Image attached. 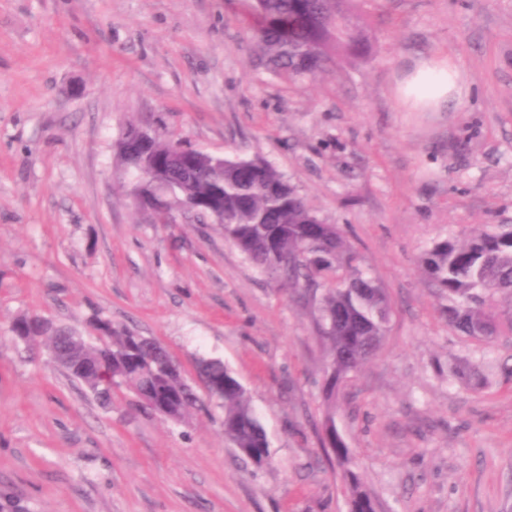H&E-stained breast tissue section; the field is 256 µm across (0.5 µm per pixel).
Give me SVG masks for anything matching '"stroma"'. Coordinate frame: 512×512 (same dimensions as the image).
<instances>
[{
    "label": "stroma",
    "mask_w": 512,
    "mask_h": 512,
    "mask_svg": "<svg viewBox=\"0 0 512 512\" xmlns=\"http://www.w3.org/2000/svg\"><path fill=\"white\" fill-rule=\"evenodd\" d=\"M366 52L295 80L259 67L237 0H0V507L5 512H348L333 416L382 512H512V334L449 326L434 241L512 225V0H352ZM448 62L462 106L398 89ZM282 172L386 294L382 350L329 373L317 311L213 220L158 223L118 156L129 125ZM39 313L154 338L198 384L222 360L270 440L258 468L223 412L180 423L122 388L102 407L10 337ZM486 359L482 385L449 367Z\"/></svg>",
    "instance_id": "1"
}]
</instances>
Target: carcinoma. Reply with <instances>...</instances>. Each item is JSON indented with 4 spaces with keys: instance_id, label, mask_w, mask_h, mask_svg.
I'll list each match as a JSON object with an SVG mask.
<instances>
[{
    "instance_id": "1",
    "label": "carcinoma",
    "mask_w": 512,
    "mask_h": 512,
    "mask_svg": "<svg viewBox=\"0 0 512 512\" xmlns=\"http://www.w3.org/2000/svg\"><path fill=\"white\" fill-rule=\"evenodd\" d=\"M346 0H245L252 38L260 58L279 75H314L333 63L335 51L354 47L360 34L349 24ZM127 171L139 175L142 158L124 140L117 144ZM153 180L139 204L145 208L164 197L190 196L200 202L217 198L211 210L224 216V230L238 250L261 271L290 288L315 298L317 329L326 347L331 373L326 391L333 395L348 373L375 357L382 347L389 304L383 290L358 264V254L335 224H327L309 208L288 179L270 164L245 158L203 155L188 148L177 151L167 140L149 145ZM291 263L274 268L275 256ZM434 286L448 297V323L464 334L490 339L498 323L488 311L497 293L512 294V225L500 230L475 231L459 241L435 242L423 257ZM324 285L322 293L317 287ZM104 332L92 344L76 335L70 365L64 370L79 381L103 406L112 393L135 387L151 399L164 401L165 418L181 422L204 400L189 384L168 375L169 356L156 351L155 340L129 328L97 319ZM98 364L110 374L103 379L82 373L77 363ZM209 373L224 377V387L209 400L224 411V438L246 450L254 465L270 456L264 426L251 406L244 386L219 360L203 362ZM321 448L336 468L349 496V512H374L377 501L365 489L352 466L349 449L334 433L320 438Z\"/></svg>"
}]
</instances>
